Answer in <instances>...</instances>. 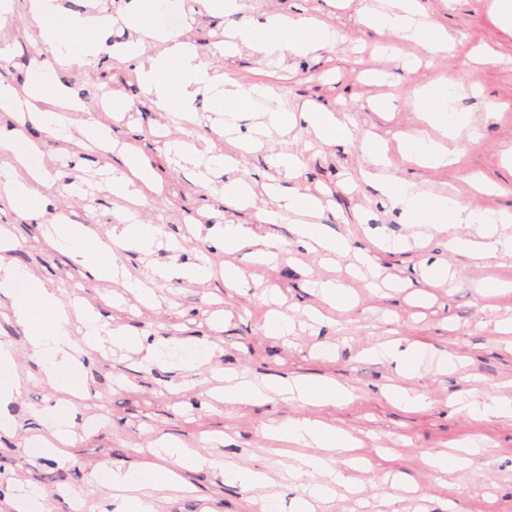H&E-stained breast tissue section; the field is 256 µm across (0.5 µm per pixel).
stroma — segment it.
<instances>
[{
  "instance_id": "35a3bbf8",
  "label": "stroma",
  "mask_w": 512,
  "mask_h": 512,
  "mask_svg": "<svg viewBox=\"0 0 512 512\" xmlns=\"http://www.w3.org/2000/svg\"><path fill=\"white\" fill-rule=\"evenodd\" d=\"M374 2L350 0L340 9L334 0H246L243 11L224 14L209 12L196 2L181 27L200 47L202 61L228 71L238 89L246 91L262 83L270 88L271 107L292 110L308 102L335 112L351 132L342 143H327L296 128L285 134L271 132L261 149L238 153L214 125L207 93L196 97L198 120L193 124L173 122L156 109L139 81L140 59L101 57L72 66L49 61L51 76L68 83L76 94L94 98L103 90L126 102L125 111L98 112L93 119L113 139L139 148L161 178L160 185L138 187L143 201L138 213L144 222L159 227L160 243L150 259L127 251L120 256L121 264L133 275L147 278L153 267L170 262L166 244L174 240L183 247L181 260L208 259L213 275L193 285L177 280L157 283V301L148 306L131 296L121 306L104 305L103 294L120 292V284L85 279L80 264L47 244L45 224L22 220L2 201L0 226L14 234L13 257L64 301L98 308L108 326L169 341L175 351L205 341L216 349L195 366L189 358L176 355L170 362L148 366L142 353L125 351L85 361L88 397L78 407L71 459L63 464L51 449L59 395L29 359L22 331L0 313V342L13 345L22 380L19 396L8 407L17 432L0 438V512H15L11 496L26 484L46 492L45 512H70L68 490L77 486L84 489V512H118L107 484L87 483V475L154 463L153 450L162 437L204 456L232 457L265 472L268 483L251 490L206 468L186 470L182 476L192 492L159 493L158 512H257L260 498L278 500L282 512H299L302 490L284 485L288 462L284 447L265 434L273 422L297 416L348 430L367 455L364 468L349 471L350 488H337L335 497L320 504L317 512H417L421 507L426 512H512V420L476 422L448 406L450 399L466 392L478 398H512V334L496 330L499 322L512 320V294L491 300L478 292L486 279L512 273V264L502 267L490 260L453 255L444 234L403 253L373 251L382 276L413 279L421 260L442 259L451 264L454 283L422 295L413 287L395 292L353 278L349 286L354 306L317 321L309 312L323 303L308 284L344 277L347 258H340L335 266L324 264L318 254L298 248L295 225L264 224L257 218L260 210L273 206L265 191L273 173L268 158L287 149L301 156L304 169L298 179H280L281 190L297 188L318 197L323 208L316 221L325 233L347 237L352 246L362 248H370L372 240L383 234L412 236L413 227L403 223L399 212L364 181L362 173L370 160L361 143L368 135L396 142L415 125L413 100L419 88L450 72L478 87L455 103L458 111L473 119L471 136L455 144L461 154L459 164L424 168L398 157L395 169L455 194L463 203L495 211L512 209V171L502 161L503 150L512 148V29L494 22L491 0H420L427 19L445 27L455 39L458 53L452 61L426 59L407 71L396 57L378 52L377 35L360 20L362 8ZM273 9L313 16L334 27L339 33L336 45L307 57L289 54L270 63L246 48L232 57L221 55L225 32ZM6 13L0 46L9 45L10 53L0 59V84L20 92L28 83L31 60L42 49L41 38L30 18L28 0H6ZM478 46L494 55V63L477 61L472 50ZM379 101L390 102V109L376 111ZM25 132L44 162L62 174L55 213L89 225L101 236L111 231L115 213L128 203L106 186L102 169L107 156L34 126ZM175 139L191 140L203 154H234L232 175L252 185V205L225 208L223 176H213L209 188H201L194 164L169 155L168 144ZM476 173L494 182L495 191L478 193L471 183ZM227 220L269 237L279 248L278 261L257 271L249 248L224 251L211 229ZM229 264L257 272L248 291L225 287L221 271ZM273 309L294 316L293 335L285 339L266 335L265 317ZM391 339L420 344L418 376L403 377L387 362L367 358V350ZM448 354L464 357L463 367L452 373L440 369V358ZM227 370L271 380L331 377L343 383L351 396L319 407L276 395L261 404H227L214 394ZM392 385L426 394L430 407L409 412L395 406L385 397ZM89 418L97 420L96 428L86 427ZM465 440L487 449L469 469L444 475L422 470L424 453ZM396 474L416 485L415 496L396 494L391 487Z\"/></svg>"
}]
</instances>
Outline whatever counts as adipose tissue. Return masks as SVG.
Segmentation results:
<instances>
[{"label":"adipose tissue","instance_id":"obj_1","mask_svg":"<svg viewBox=\"0 0 512 512\" xmlns=\"http://www.w3.org/2000/svg\"><path fill=\"white\" fill-rule=\"evenodd\" d=\"M30 13L40 30L43 44L55 56L82 61L90 56L107 55L125 60L138 56V44L109 45L105 33L109 18L80 16L66 11L60 0H30ZM370 27L382 34L396 36L399 41L426 49L433 58L445 57L454 47V41L441 25L419 18L415 0H395L391 8H365ZM126 20L142 41H162L166 50L150 58L142 66L140 79L151 102L162 111L181 117H190L199 92L211 95L213 111L220 116L225 133L234 135L237 146L255 144L257 135L281 129L301 127L313 131L326 141H342L350 136L333 112L302 108L288 112L268 107L265 89L255 88L243 93L236 90L229 74H219L202 63L196 49L178 41L175 33L160 26L148 0H136L127 8ZM336 29L318 23L307 16L293 17L278 12L264 20L240 26L224 44L225 54H233L238 47L248 48L263 59L283 57L284 53L305 57L318 49L335 45ZM41 63H33L27 94L37 99L51 96L63 106L59 112H37L24 108L20 99L6 86L0 85V111L18 116L19 120L45 127L57 137L71 139L81 134L84 141L94 145L110 141L111 136L94 121L74 124L70 113L83 108L71 89L59 80H41ZM465 84L455 75H448L423 86L414 98L415 127L404 133L399 148L408 159L439 168L455 164L458 153L454 143L466 135L471 127L467 113L455 111L453 101L464 94ZM260 112L262 120L254 132L241 134L239 120L242 113ZM23 134L18 130H0V155L12 156L16 165L25 168L30 181L17 179L13 167L0 168V201L4 200L23 219L40 220L56 192L57 172L41 163H34L33 151L19 150ZM365 153L374 166L368 178L371 184L398 209L405 223L424 225L447 233L450 252L472 259H506L512 257V236L500 234L499 225L512 222V212L484 211L462 203L455 196L427 187L424 183L400 176L392 171L388 147L379 138L366 139ZM121 165L113 169L108 186L113 195L135 199L136 183L153 181L155 174L139 154L130 148L119 152ZM273 208L264 210V222L277 224L299 218V242L302 247L318 246L328 254L344 255L350 250L343 237L324 235L319 226L309 223L319 201L305 192L294 190L273 197ZM477 225V236L464 234V227ZM217 235L225 248H252L256 262L275 259L271 240L249 233L242 225L226 223L218 226ZM157 225L146 223L131 211L121 212L113 226L109 241H102L83 224L54 225L49 241L53 248L77 260L89 279L109 281L121 279L125 290L135 297L149 300L154 296L142 280L125 274L118 263V250L149 253L158 241ZM11 241L0 233V306H7L9 318L25 335L30 357L41 368L44 377L64 398L56 405L55 426L60 446L54 454L60 462L69 456L64 449L69 442L76 399L82 398L86 386L81 364L71 339L70 322L79 320L84 328L85 344L89 350L100 348L101 315L92 308L67 306L55 290L45 286L30 271L11 257ZM0 437L13 436L16 424L8 412L9 404L21 392V380L16 373L14 350L11 344L0 343ZM275 392L289 399L311 406H321L347 398V390L335 379L304 377L275 385ZM270 435L286 444L305 447V454L295 456L288 475L305 480L306 497L303 512H314L316 502L328 498L334 485L346 484L342 471L329 467L319 449L346 454L348 467L356 469L363 460L353 455L354 438L344 429L306 417L293 418L270 427ZM162 465L127 473L116 469L110 483L122 498V512H156L157 492L179 486L180 470L201 464L224 472L231 481L248 488L264 483L262 472L242 466L231 458L202 459L174 441H163Z\"/></svg>","mask_w":512,"mask_h":512}]
</instances>
